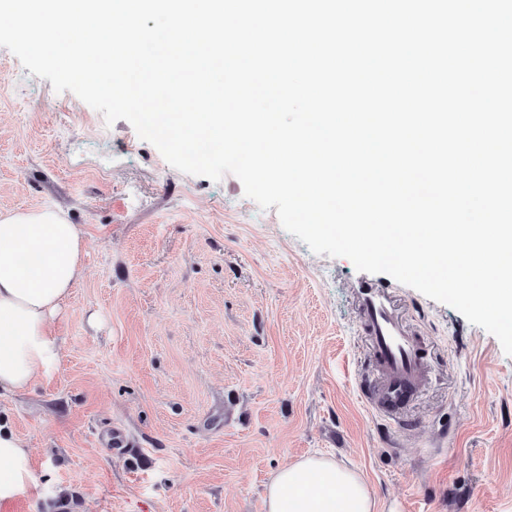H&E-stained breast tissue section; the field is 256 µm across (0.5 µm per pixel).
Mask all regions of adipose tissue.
I'll list each match as a JSON object with an SVG mask.
<instances>
[{"label": "adipose tissue", "instance_id": "obj_1", "mask_svg": "<svg viewBox=\"0 0 512 512\" xmlns=\"http://www.w3.org/2000/svg\"><path fill=\"white\" fill-rule=\"evenodd\" d=\"M85 254L83 234L61 211H0V391L23 392L50 376L61 352L53 322L84 274ZM33 486L25 442L0 421V504ZM266 512H376V504L355 470L317 455L271 477Z\"/></svg>", "mask_w": 512, "mask_h": 512}]
</instances>
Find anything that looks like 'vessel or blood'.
<instances>
[{"label": "vessel or blood", "instance_id": "b4317fda", "mask_svg": "<svg viewBox=\"0 0 512 512\" xmlns=\"http://www.w3.org/2000/svg\"><path fill=\"white\" fill-rule=\"evenodd\" d=\"M357 292L359 319L370 338L376 370L373 379L360 383L359 391L377 414L396 419L427 381L423 348L397 315L386 286L366 279Z\"/></svg>", "mask_w": 512, "mask_h": 512}]
</instances>
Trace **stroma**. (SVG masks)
<instances>
[{
	"mask_svg": "<svg viewBox=\"0 0 512 512\" xmlns=\"http://www.w3.org/2000/svg\"><path fill=\"white\" fill-rule=\"evenodd\" d=\"M47 207L84 234L85 272L50 377L0 393L37 482L0 512H266L272 474L315 453L380 512H512V356L494 335L395 284L430 373L400 422L378 416L350 260L0 47V210Z\"/></svg>",
	"mask_w": 512,
	"mask_h": 512,
	"instance_id": "35a3bbf8",
	"label": "stroma"
}]
</instances>
